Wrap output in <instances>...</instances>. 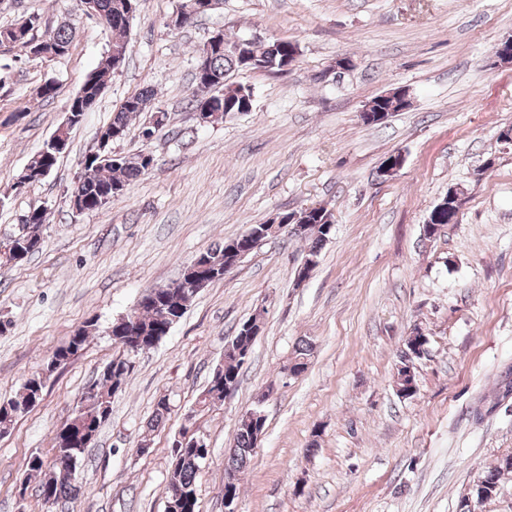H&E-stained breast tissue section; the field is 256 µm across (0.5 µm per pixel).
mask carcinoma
I'll use <instances>...</instances> for the list:
<instances>
[{
    "label": "carcinoma",
    "instance_id": "carcinoma-1",
    "mask_svg": "<svg viewBox=\"0 0 512 512\" xmlns=\"http://www.w3.org/2000/svg\"><path fill=\"white\" fill-rule=\"evenodd\" d=\"M97 3L104 14L102 25L109 33L112 50L119 52L121 59L124 60L129 46L128 28L125 27V21L121 19L118 11L124 0H97ZM40 27V17L34 13L27 16L26 28L18 36L14 33L15 25L0 26V46L20 44L32 51L38 44L46 43L60 49L62 54H68L73 40V31L70 27L62 25L47 28L43 32L39 31ZM287 57L283 44L276 40L249 44L239 40L224 41L222 46L212 49L208 55L209 80L205 82L199 74H194V88L188 97L190 109L196 110L201 100L209 99L215 111L219 112V116L215 119L217 123L231 114L249 111L252 106V90L244 85L225 83L226 75L231 71L245 69L281 72L287 69ZM111 70L113 65L111 58L107 56L92 71V80L86 82L83 87L84 94L96 96L97 84L105 82ZM152 99H154V91L146 86L122 101L113 113L112 121L105 125L107 130L116 134L114 142L119 143L125 139L131 117L152 110L150 107ZM43 154L46 155L49 169L56 167L59 156L51 151L50 144L46 142L43 150L30 158L29 166L18 176L21 182L30 185L41 181L37 173V166L40 165L37 157ZM140 158L139 154L122 155L116 160L102 164L95 157L87 154L81 162L78 180L73 182L71 191L88 200L87 211H96L100 209V195L103 189L119 186L127 191L135 180L147 172ZM47 220V212L43 211L40 216L22 225V228L15 232V235L19 236V241L24 243L26 255L31 256L40 251L42 238L39 228ZM312 220L315 222L320 220L322 224L312 227L304 239L310 243L308 256L317 258L332 233L330 225L334 223V215L328 208L321 207ZM204 255L219 265V270L211 277V282L223 280L224 267L234 264V256L226 253L222 243L215 244L204 252ZM153 294L154 301L176 310L175 317L179 319L184 315L197 292L175 283L165 288H155ZM159 316V309L141 301L126 315L127 322L118 325L121 334L112 337V343L121 349V353L113 356L106 365V369L98 374L93 383L96 388L95 394L78 412L69 417L71 420L69 428L76 432L81 428H90L94 434H99L101 428L111 418L112 398L121 392L119 385L126 383L129 373L126 366L129 352L124 350V346L129 344L128 338L135 336L149 347H154L168 334V330L161 326ZM94 331H98L97 323L88 322V325L79 329L64 345L58 347L53 352V357L61 358L65 363L78 357L85 349L88 337ZM253 344L254 337L245 335L244 327L238 326L229 340L232 350H224V363L219 365L223 370L222 380L218 382L215 377H210L202 397L198 399L199 410H209L224 403V387L238 386L243 360L237 358L236 352H250ZM36 379L40 380L41 387H46L47 379L41 378L39 373L33 374L24 380L15 397L0 403V434L10 431L19 418L28 413L26 406L32 383ZM170 411L169 399L165 396L159 397L148 430L153 431L164 423ZM255 447L256 437L253 427L249 424L237 426L233 448L228 451L226 468L237 473L245 469L251 461ZM84 453L85 449L78 446L67 447L63 433L58 431L52 439V457L48 458L39 452H33L26 458L27 475L39 477L37 492L47 506V512H53L54 505L61 501L73 500V480L80 476L79 467ZM206 453L208 450L205 447L187 446L172 449V458L178 457L180 461L175 468L169 470L166 500L169 503L177 498L183 500L181 512H199L197 480L200 463ZM509 473H512V454L502 456L495 467L480 472L475 485L481 486L482 500L495 496L502 476Z\"/></svg>",
    "mask_w": 512,
    "mask_h": 512
}]
</instances>
